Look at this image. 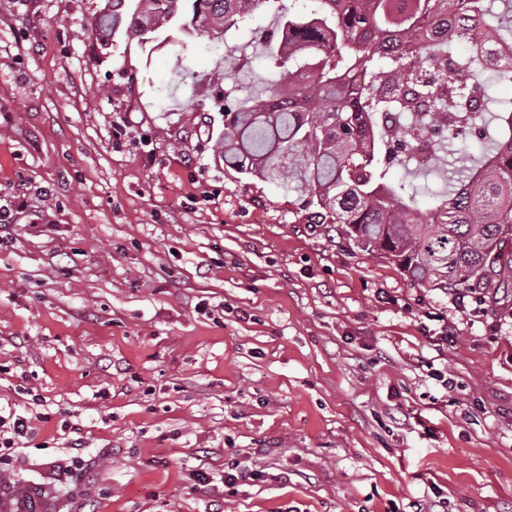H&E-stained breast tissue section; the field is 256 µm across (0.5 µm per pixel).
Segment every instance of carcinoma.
<instances>
[{
	"mask_svg": "<svg viewBox=\"0 0 512 512\" xmlns=\"http://www.w3.org/2000/svg\"><path fill=\"white\" fill-rule=\"evenodd\" d=\"M277 0H107L94 19L99 39L114 27L141 43L171 21L201 29L218 45ZM275 10L264 53L279 78L264 94L224 100L219 156L224 166L288 182L316 224H337L361 251L396 262L432 288L468 290L512 282V101L486 93L479 77L498 65L486 35L512 43V0H465L462 35L435 38L456 0H307ZM303 72L308 80L297 79ZM415 114L412 131L390 123ZM474 137L479 154L457 155L452 140ZM419 150L415 159L404 155ZM443 151L452 160L440 161ZM448 194L423 211L413 179L439 163ZM402 166L410 181L393 183Z\"/></svg>",
	"mask_w": 512,
	"mask_h": 512,
	"instance_id": "obj_1",
	"label": "carcinoma"
}]
</instances>
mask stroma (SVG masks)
<instances>
[{"label":"stroma","mask_w":512,"mask_h":512,"mask_svg":"<svg viewBox=\"0 0 512 512\" xmlns=\"http://www.w3.org/2000/svg\"><path fill=\"white\" fill-rule=\"evenodd\" d=\"M103 5L0 0V205L49 190L0 252V475L60 512H512V287L413 281L225 169L272 12L105 49ZM7 420L9 421V424L7 426ZM12 421V422H11ZM27 418L23 417L19 414H11V411L8 415V417L2 416V407H0V435L3 432V436H5L6 433H10L12 437H4L3 441L1 438V445L4 448H12L15 444V438H22L25 434H27Z\"/></svg>","instance_id":"35a3bbf8"}]
</instances>
